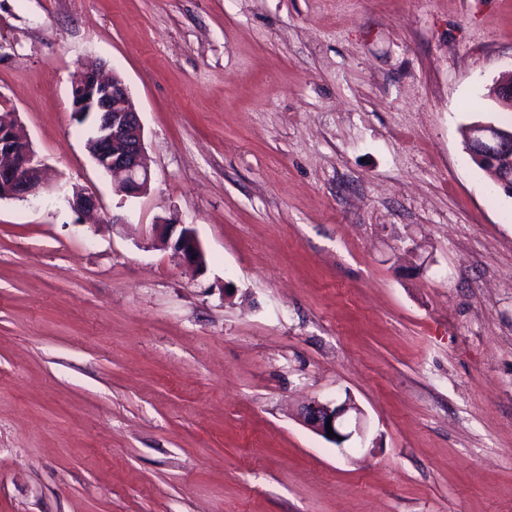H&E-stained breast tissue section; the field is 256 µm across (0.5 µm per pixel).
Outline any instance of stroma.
Masks as SVG:
<instances>
[{"mask_svg": "<svg viewBox=\"0 0 512 512\" xmlns=\"http://www.w3.org/2000/svg\"><path fill=\"white\" fill-rule=\"evenodd\" d=\"M91 62L146 195L71 117ZM511 68L512 0H0L48 178L0 200V512H512V196L461 135ZM336 398L341 448L299 417ZM72 116L79 123L94 117L86 147L95 163L113 177L115 193L140 197L150 189L151 169L136 105L118 75L104 78L87 67L71 89ZM90 149V150H89ZM174 225L176 224H154L153 233L172 249L180 261L196 269H202L206 265V255L196 230L190 224H179L181 229L174 241H171V228ZM354 413V414H353ZM301 417L303 423L317 434L338 447L349 441L355 434L363 436L361 424L362 411L352 399L346 398L338 403L337 399L319 401L314 400L303 406ZM349 417H354L353 430L345 431V422ZM326 421H331L334 433L333 438L327 437ZM341 437V440H338Z\"/></svg>", "mask_w": 512, "mask_h": 512, "instance_id": "stroma-1", "label": "stroma"}]
</instances>
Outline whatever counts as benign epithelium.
I'll return each instance as SVG.
<instances>
[{"instance_id": "obj_1", "label": "benign epithelium", "mask_w": 512, "mask_h": 512, "mask_svg": "<svg viewBox=\"0 0 512 512\" xmlns=\"http://www.w3.org/2000/svg\"><path fill=\"white\" fill-rule=\"evenodd\" d=\"M72 116L79 123L93 118L89 153L95 163L113 177L115 193L139 197L147 193L151 169L146 155L143 128L136 105L123 79L105 78L96 67L86 68L71 89ZM490 99L501 111L512 112V70L495 83ZM13 112L0 115V200L36 197L45 185L42 160L31 149L18 162L14 143L26 141ZM464 142L473 160L492 175L497 185L512 195V126L474 122L464 128ZM76 213L98 207V200L79 189L64 195ZM173 224L153 225L154 235L183 263L196 269L206 265V255L196 230L181 225L171 238ZM303 423L327 437L326 422H331L334 437L330 442L342 446L354 435H363L362 411L351 398L344 401L314 400L303 406Z\"/></svg>"}]
</instances>
